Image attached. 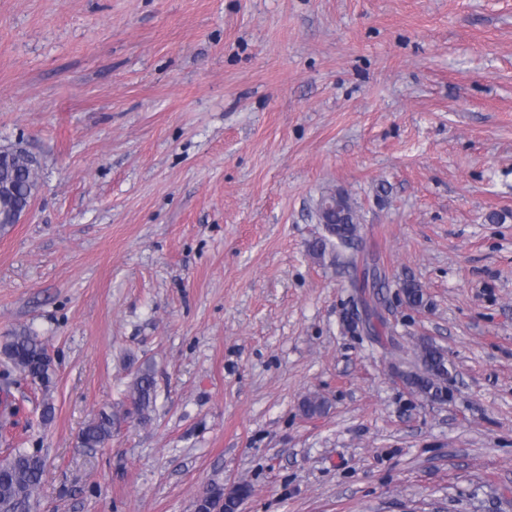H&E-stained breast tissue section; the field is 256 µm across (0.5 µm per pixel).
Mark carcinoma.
I'll list each match as a JSON object with an SVG mask.
<instances>
[{"label": "carcinoma", "instance_id": "1", "mask_svg": "<svg viewBox=\"0 0 512 512\" xmlns=\"http://www.w3.org/2000/svg\"><path fill=\"white\" fill-rule=\"evenodd\" d=\"M11 184V190L0 193V233L12 227L10 219L17 211L26 209L38 189L37 168L23 154H11L0 158V184ZM343 205L336 211V223L324 225L326 235L312 245V254L322 261L346 266H357V257L340 247L342 242L352 241L358 233V214L354 202L340 193ZM0 356L10 366L47 388L51 383V362L44 343L30 331L23 329L13 333L0 344ZM416 370L409 374L408 385L413 391L433 399L443 398L442 383L448 370L445 353L428 343L416 354ZM129 407L124 411L102 410L96 414L79 434V445L97 448L107 445L118 425L128 419L144 422L148 419L156 401V381L150 367L137 370L130 386ZM302 410L315 416L327 410V401L321 397H307ZM45 464L42 457L24 448H15L0 460V512H31L32 502L39 489Z\"/></svg>", "mask_w": 512, "mask_h": 512}]
</instances>
